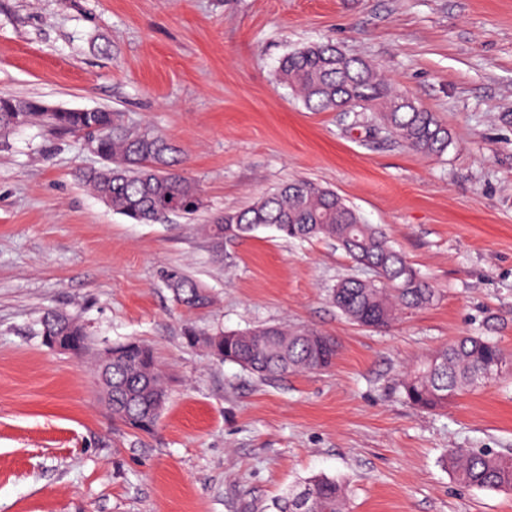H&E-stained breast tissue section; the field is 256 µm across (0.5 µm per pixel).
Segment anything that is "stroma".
I'll return each instance as SVG.
<instances>
[{"instance_id": "stroma-1", "label": "stroma", "mask_w": 512, "mask_h": 512, "mask_svg": "<svg viewBox=\"0 0 512 512\" xmlns=\"http://www.w3.org/2000/svg\"><path fill=\"white\" fill-rule=\"evenodd\" d=\"M327 41L436 113L447 150L307 110L277 69ZM1 94L171 138L204 206L133 223L77 178L101 165L83 135L0 132V512H276L315 475L345 486L346 512H512V490L464 487L448 464L512 456V371L438 409L402 391L458 337L512 353V0H0ZM295 179L382 226L438 300L361 327L330 299L363 273L335 243L202 232ZM172 267L210 304L180 306ZM50 310L95 349L153 348L169 400L152 433L113 419L91 357L37 336ZM279 323L335 336L334 365L261 378L183 338Z\"/></svg>"}]
</instances>
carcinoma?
Listing matches in <instances>:
<instances>
[{
  "label": "carcinoma",
  "mask_w": 512,
  "mask_h": 512,
  "mask_svg": "<svg viewBox=\"0 0 512 512\" xmlns=\"http://www.w3.org/2000/svg\"><path fill=\"white\" fill-rule=\"evenodd\" d=\"M278 79L312 111L338 112L346 107L371 113L372 126L393 134L411 151L439 155L448 148L446 124L412 98L398 93L374 65L350 56L332 43L299 48L286 55ZM0 96V131L45 122L57 129L86 133L97 154L109 162L100 171H81L78 178L112 210L150 224L168 213L193 214L203 207L197 185L174 169L176 147L151 129H132L115 112H42L41 100L19 102ZM261 228L289 239L333 241L369 278L347 277L332 289V300L351 321L383 329L408 311L428 307L437 291L397 250L377 225L363 222L356 209L335 191L306 180H292L259 196L250 206L224 216L209 228L213 237L233 241ZM176 301L188 308L206 306L210 297L180 269L166 273ZM40 336L66 337L73 354L84 356L93 340L80 321L49 311L40 321ZM208 348L227 362L261 376L318 372L330 368L337 354L331 336L266 325L242 332L210 334ZM508 358L499 345L482 336H462L407 375L403 394L428 409L444 407L448 398L499 377ZM167 393L151 346L138 341L112 367V415L131 428L150 432L149 417L158 395ZM455 480L469 488L511 490L512 458L484 451L452 454ZM306 512H344L345 492L334 478L318 476L305 483Z\"/></svg>",
  "instance_id": "cac0c4a2"
}]
</instances>
